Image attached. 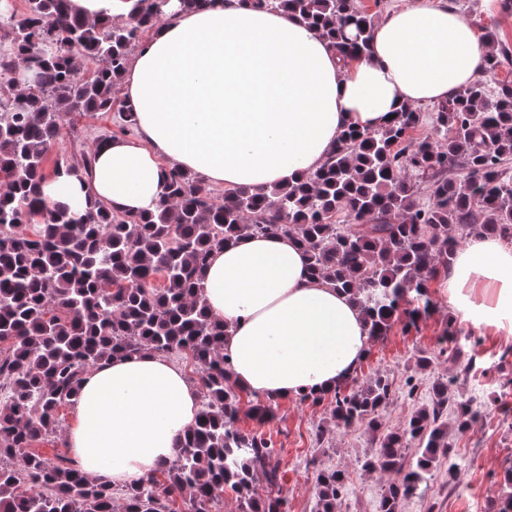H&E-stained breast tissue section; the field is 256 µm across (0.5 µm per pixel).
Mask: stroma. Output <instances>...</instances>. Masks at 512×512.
I'll return each mask as SVG.
<instances>
[{
    "label": "stroma",
    "mask_w": 512,
    "mask_h": 512,
    "mask_svg": "<svg viewBox=\"0 0 512 512\" xmlns=\"http://www.w3.org/2000/svg\"><path fill=\"white\" fill-rule=\"evenodd\" d=\"M120 127L121 120L114 112L62 116L61 136L50 154L57 157L92 150L99 141L119 136ZM429 291L437 304L435 312L422 318L417 327L406 330L395 325L384 339L370 343L349 385L359 387L379 373L392 380L396 396L381 412L382 426L389 431L402 427L428 402L429 388L438 378L451 380L457 398L481 401L483 416L469 431L450 435L459 467L457 480L449 481L447 468L435 470L424 501L407 502L404 512H423L425 502L432 504L433 512H492L503 494L504 471L512 464V355L504 353L505 348H512V339L459 328V336L466 338L476 353L475 371L462 372L440 343L451 314L448 299L438 286H430ZM421 351L437 354L432 369H417L414 358ZM329 420L328 403L288 400L280 402L276 420L260 424L245 417L240 425L271 436L279 449L285 474L281 492L288 499V512H314V473L320 468L342 469L349 475L337 512H380L383 489L399 481L400 473L360 469L359 460L373 447L372 435L365 427L336 428L327 442L317 443V426Z\"/></svg>",
    "instance_id": "obj_1"
}]
</instances>
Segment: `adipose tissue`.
<instances>
[{"instance_id": "ef3b65f1", "label": "adipose tissue", "mask_w": 512, "mask_h": 512, "mask_svg": "<svg viewBox=\"0 0 512 512\" xmlns=\"http://www.w3.org/2000/svg\"><path fill=\"white\" fill-rule=\"evenodd\" d=\"M488 46L445 0H413L376 22L368 53L331 43L281 11L222 0L190 12L172 0L123 79L138 137L97 143L87 172L46 179L48 208L97 202L152 210L175 164L227 189L288 186L317 171L347 127L376 129L407 105L448 101L481 73ZM203 297L223 322L232 382L261 397L326 393L369 347L349 293L310 276L296 240L249 236L214 251ZM460 324L512 337V246L479 236L440 284ZM200 395L166 356L144 353L85 372L67 446L82 471L130 486L171 458Z\"/></svg>"}]
</instances>
